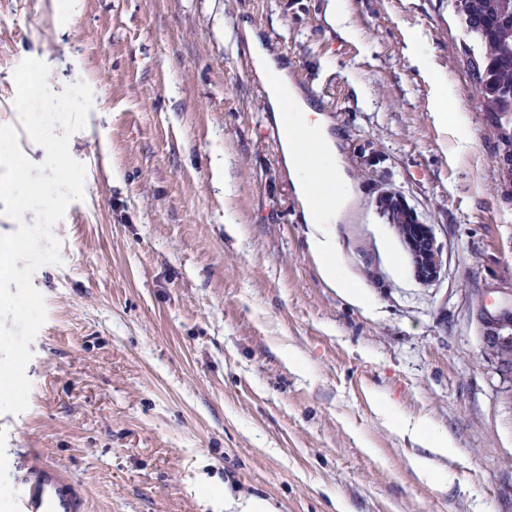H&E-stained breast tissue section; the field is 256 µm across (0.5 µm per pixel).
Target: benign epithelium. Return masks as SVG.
Wrapping results in <instances>:
<instances>
[{"label": "benign epithelium", "mask_w": 512, "mask_h": 512, "mask_svg": "<svg viewBox=\"0 0 512 512\" xmlns=\"http://www.w3.org/2000/svg\"><path fill=\"white\" fill-rule=\"evenodd\" d=\"M494 162L498 169L507 175L501 183V195L507 203H512V137L503 138L497 147ZM380 208L402 213V222L396 230L410 254L416 278L423 284H431L440 274L441 262L439 247L431 225L419 221L414 211L398 195L387 194L380 200ZM487 328L493 330L505 325L512 326V305H504L493 312H486Z\"/></svg>", "instance_id": "benign-epithelium-1"}]
</instances>
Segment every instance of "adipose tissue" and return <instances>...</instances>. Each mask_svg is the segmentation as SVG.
Returning <instances> with one entry per match:
<instances>
[{
	"label": "adipose tissue",
	"instance_id": "obj_1",
	"mask_svg": "<svg viewBox=\"0 0 512 512\" xmlns=\"http://www.w3.org/2000/svg\"><path fill=\"white\" fill-rule=\"evenodd\" d=\"M248 42L255 72L264 85L280 128L288 175L302 204V220L308 226V249L327 286L336 289L349 303L371 309V295L345 270L334 229L353 197L352 180L339 152L337 138L330 132L328 120L302 98L285 69L279 68L260 40L252 35ZM379 409L389 422L429 448L430 457L414 458L415 471L431 482H446L447 472L436 467L433 459L453 455V440L433 430L428 422L399 418L387 404H380Z\"/></svg>",
	"mask_w": 512,
	"mask_h": 512
}]
</instances>
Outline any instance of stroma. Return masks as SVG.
Masks as SVG:
<instances>
[{
	"instance_id": "1",
	"label": "stroma",
	"mask_w": 512,
	"mask_h": 512,
	"mask_svg": "<svg viewBox=\"0 0 512 512\" xmlns=\"http://www.w3.org/2000/svg\"><path fill=\"white\" fill-rule=\"evenodd\" d=\"M0 0V125L20 124L13 71L38 58L55 92L92 90L69 139L84 196L37 269L46 321L29 403L0 413V512L32 451L83 489L88 512H512V359L487 339L488 293H512V204L497 131L472 93L475 41L454 0ZM254 32L330 121L354 197L336 226L373 312L321 279L246 40ZM425 36L431 68L409 45ZM447 78L470 147L435 123ZM432 225L422 284L381 193ZM447 433L451 479L389 425ZM511 138L503 137L499 142L494 156V162L498 169L507 175L501 183V195L506 203H512V132Z\"/></svg>"
}]
</instances>
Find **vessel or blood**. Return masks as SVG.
I'll return each instance as SVG.
<instances>
[{
    "label": "vessel or blood",
    "mask_w": 512,
    "mask_h": 512,
    "mask_svg": "<svg viewBox=\"0 0 512 512\" xmlns=\"http://www.w3.org/2000/svg\"><path fill=\"white\" fill-rule=\"evenodd\" d=\"M21 484L15 512H87L77 485L55 466L36 463Z\"/></svg>",
    "instance_id": "b4317fda"
}]
</instances>
